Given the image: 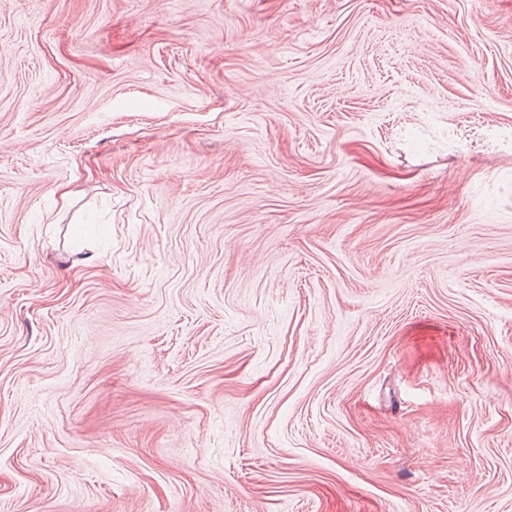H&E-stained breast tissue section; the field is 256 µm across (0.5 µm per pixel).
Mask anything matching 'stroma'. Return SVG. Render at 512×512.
Wrapping results in <instances>:
<instances>
[{
	"mask_svg": "<svg viewBox=\"0 0 512 512\" xmlns=\"http://www.w3.org/2000/svg\"><path fill=\"white\" fill-rule=\"evenodd\" d=\"M512 0H0V512H512Z\"/></svg>",
	"mask_w": 512,
	"mask_h": 512,
	"instance_id": "1",
	"label": "stroma"
}]
</instances>
